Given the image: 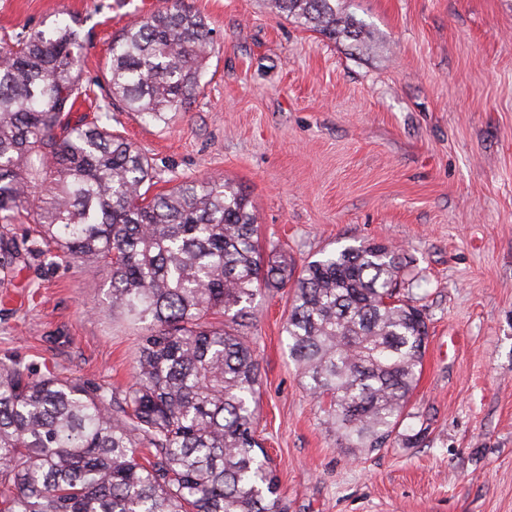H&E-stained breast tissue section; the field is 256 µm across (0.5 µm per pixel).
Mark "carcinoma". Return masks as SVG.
Instances as JSON below:
<instances>
[{
	"instance_id": "carcinoma-1",
	"label": "carcinoma",
	"mask_w": 512,
	"mask_h": 512,
	"mask_svg": "<svg viewBox=\"0 0 512 512\" xmlns=\"http://www.w3.org/2000/svg\"><path fill=\"white\" fill-rule=\"evenodd\" d=\"M331 38L365 42L336 0H274ZM67 19L0 42V259L32 253L109 273L108 305L140 330L119 391L0 362V512H284L257 435L259 367L245 320L291 285L283 330L324 425L346 450L386 447L419 380L422 312L400 295L398 253L347 246L300 273L263 257L248 196L192 178L153 196L146 152L112 132L118 105L154 123L185 112L213 50L205 20L166 6L112 38L105 83L83 79ZM103 102L85 125L76 101ZM26 213L27 236L13 235ZM221 313L230 324L213 322Z\"/></svg>"
}]
</instances>
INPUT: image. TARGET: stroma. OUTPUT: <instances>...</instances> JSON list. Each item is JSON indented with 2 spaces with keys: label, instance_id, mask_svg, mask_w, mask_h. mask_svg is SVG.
Returning a JSON list of instances; mask_svg holds the SVG:
<instances>
[{
  "label": "stroma",
  "instance_id": "1",
  "mask_svg": "<svg viewBox=\"0 0 512 512\" xmlns=\"http://www.w3.org/2000/svg\"><path fill=\"white\" fill-rule=\"evenodd\" d=\"M215 52L169 124L112 110L153 160L154 192L216 176L242 189L259 243L295 269L368 242L399 249L400 288L429 340L389 447L351 453L324 428L282 331L292 290L248 321L258 432L285 512H512V0H339L366 51L272 0H184ZM165 0H0V39L74 17L82 75ZM104 267L29 257L0 266V361L93 386L129 384L138 331L107 305Z\"/></svg>",
  "mask_w": 512,
  "mask_h": 512
}]
</instances>
